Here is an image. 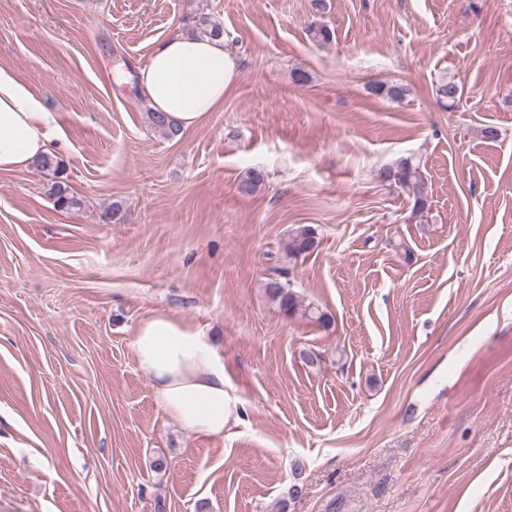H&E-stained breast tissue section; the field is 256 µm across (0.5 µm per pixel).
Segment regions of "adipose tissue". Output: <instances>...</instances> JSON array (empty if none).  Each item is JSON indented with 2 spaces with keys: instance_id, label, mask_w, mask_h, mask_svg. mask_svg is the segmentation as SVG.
<instances>
[{
  "instance_id": "adipose-tissue-1",
  "label": "adipose tissue",
  "mask_w": 512,
  "mask_h": 512,
  "mask_svg": "<svg viewBox=\"0 0 512 512\" xmlns=\"http://www.w3.org/2000/svg\"><path fill=\"white\" fill-rule=\"evenodd\" d=\"M238 60L220 38L176 32L138 71L142 96L181 130L205 122L224 104ZM54 112L10 68L0 66V172L30 170L52 153L58 134ZM132 348L137 368L164 411L191 434L220 437L231 412L224 390V363L202 330L157 313L142 320Z\"/></svg>"
}]
</instances>
